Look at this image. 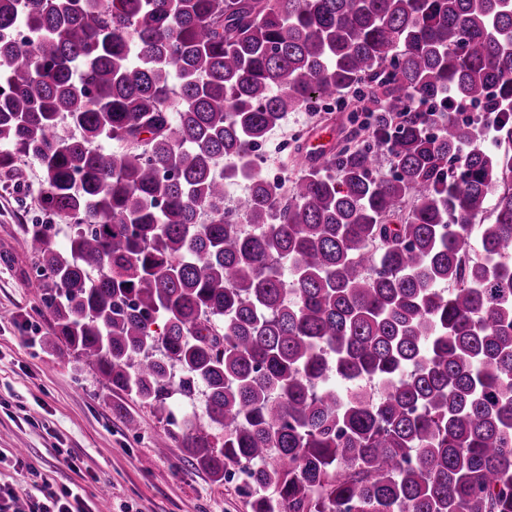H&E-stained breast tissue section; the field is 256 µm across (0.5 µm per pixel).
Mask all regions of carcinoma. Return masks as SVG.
<instances>
[{
	"label": "carcinoma",
	"mask_w": 512,
	"mask_h": 512,
	"mask_svg": "<svg viewBox=\"0 0 512 512\" xmlns=\"http://www.w3.org/2000/svg\"><path fill=\"white\" fill-rule=\"evenodd\" d=\"M353 98L351 145L256 170ZM21 157L72 228L21 241L55 336L251 512H512V0H0ZM320 113L321 114L316 115L311 112L303 111L290 112L288 114L287 120L285 121L283 127L275 131L269 141L257 151V165L262 174L273 176L275 173H280V171H282L284 174L288 173V175L293 173V146L292 150L290 148L291 135L295 133L298 128H300L303 133L305 132L309 135L306 140L305 152H308V150L311 149V137L317 131L321 129H328V134L325 137V141H328V143L330 142L331 145L334 141L337 143L345 134V132L350 128L348 123V116L350 112H333L331 115L333 118L329 121L323 120L322 117L324 116V112ZM286 137L290 139V145H288V142H283L281 144V150L285 151L288 149V151L286 153L280 154L277 150V145L281 139Z\"/></svg>",
	"instance_id": "1"
}]
</instances>
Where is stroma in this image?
Wrapping results in <instances>:
<instances>
[{
	"label": "stroma",
	"mask_w": 512,
	"mask_h": 512,
	"mask_svg": "<svg viewBox=\"0 0 512 512\" xmlns=\"http://www.w3.org/2000/svg\"><path fill=\"white\" fill-rule=\"evenodd\" d=\"M349 128L348 115L332 120L311 112L289 113L258 151L262 174L292 173V153L277 150L295 131L326 130L336 142ZM23 181L0 183V484L29 487L27 472L8 457L22 451L40 473L39 486H77L89 504L109 493L112 512H250L236 480L211 482L192 466L180 440L172 438L158 414L136 397L102 387L96 370L57 342L53 319L33 288L31 257L20 247L24 227L44 222L38 200L43 170L21 161ZM138 422L129 432L124 415ZM78 459L77 469L62 452Z\"/></svg>",
	"instance_id": "stroma-1"
}]
</instances>
